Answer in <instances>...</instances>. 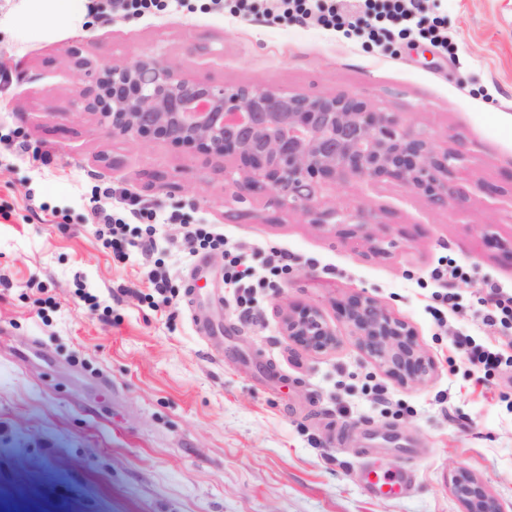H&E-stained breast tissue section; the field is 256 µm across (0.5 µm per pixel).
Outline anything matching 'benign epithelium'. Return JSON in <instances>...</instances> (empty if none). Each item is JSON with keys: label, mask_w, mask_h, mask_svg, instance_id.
I'll return each instance as SVG.
<instances>
[{"label": "benign epithelium", "mask_w": 512, "mask_h": 512, "mask_svg": "<svg viewBox=\"0 0 512 512\" xmlns=\"http://www.w3.org/2000/svg\"><path fill=\"white\" fill-rule=\"evenodd\" d=\"M74 66L92 78L76 83L75 105L99 116L114 139L155 141L224 163V180L244 201L257 191L298 211L310 223L331 226L383 256L395 245L389 228L364 204L325 208L323 188L389 181L422 195L436 207L459 200L452 182L463 154L439 150L401 112H381L346 93H289L273 84L226 86L180 71L155 54L122 61H95L74 53ZM339 318L359 347L402 384L428 379L433 364L410 324L365 293L336 303ZM282 330L294 346L311 353L336 349L339 339L321 309L290 304L281 310ZM454 495L465 512H501L485 486L459 471Z\"/></svg>", "instance_id": "7a95c632"}]
</instances>
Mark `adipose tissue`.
I'll list each match as a JSON object with an SVG mask.
<instances>
[{
    "label": "adipose tissue",
    "instance_id": "1",
    "mask_svg": "<svg viewBox=\"0 0 512 512\" xmlns=\"http://www.w3.org/2000/svg\"><path fill=\"white\" fill-rule=\"evenodd\" d=\"M90 0H17L10 15L0 20L16 43L51 35L56 28L93 23Z\"/></svg>",
    "mask_w": 512,
    "mask_h": 512
}]
</instances>
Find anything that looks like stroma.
I'll return each mask as SVG.
<instances>
[{"instance_id":"stroma-1","label":"stroma","mask_w":512,"mask_h":512,"mask_svg":"<svg viewBox=\"0 0 512 512\" xmlns=\"http://www.w3.org/2000/svg\"><path fill=\"white\" fill-rule=\"evenodd\" d=\"M424 16L448 33L371 42L354 27L263 11L147 16L112 13L19 46L0 38V506L15 512H464L451 479L465 471L512 512V371L494 390L455 349L456 334L486 329L485 282L512 289V0H426ZM93 60L164 56L184 73L227 85L344 92L404 113L438 146L461 150L459 201L435 209L395 182L324 191L325 206L363 203L389 224L390 256L276 207L246 203L223 165L165 143L112 139L74 107L72 50ZM128 200L160 218L158 258L170 303L146 295L151 261L116 259L95 234L91 207ZM178 223H169L171 214ZM187 224L216 225L261 262L288 252L292 268L259 290L249 313L224 286L221 254L193 253ZM449 258L463 280L435 282ZM227 335L215 356L186 307ZM96 294L89 308L80 291ZM456 294L446 326L435 292ZM363 292L415 330L435 369L421 384L387 376L357 347L335 303ZM320 307L341 346H289L285 303ZM389 400L374 401L375 384ZM386 468L411 463L413 487L370 494L358 469L367 449Z\"/></svg>"}]
</instances>
